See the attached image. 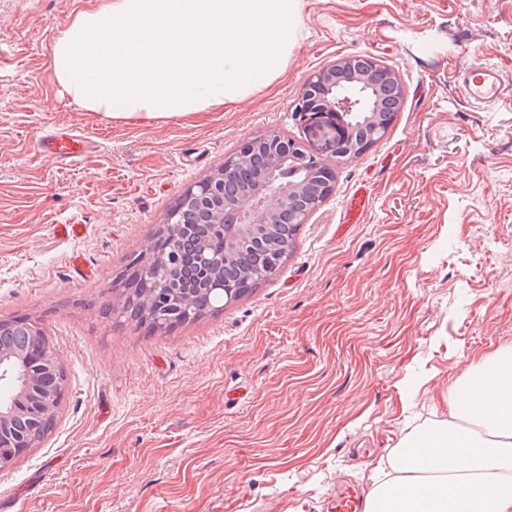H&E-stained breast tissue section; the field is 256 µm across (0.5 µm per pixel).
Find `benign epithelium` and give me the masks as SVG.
<instances>
[{
	"label": "benign epithelium",
	"instance_id": "7a95c632",
	"mask_svg": "<svg viewBox=\"0 0 512 512\" xmlns=\"http://www.w3.org/2000/svg\"><path fill=\"white\" fill-rule=\"evenodd\" d=\"M360 61L373 67L383 66L380 60L369 55L342 56L320 68L304 82L294 107V117L301 124H311L320 118L328 119L335 131L331 156L314 155L300 143L271 130L243 143L224 163L186 189L193 199L196 212L215 216V227L225 233L232 248L253 251L260 243L259 235L266 225L276 222L283 215L288 216L290 224H304L316 211L314 207L306 209L297 205L303 182L279 184L283 171L291 169L296 174H303L307 181L312 178L322 181L326 193L330 195L334 190L336 163L366 152L385 137L387 128L379 125L375 116L383 111L384 101L392 97L398 103H404L405 90L401 82H396L392 88L376 91L373 101L360 104L348 98L345 91L339 94L334 92L339 72L351 74L354 82L365 77L361 68L355 67V63ZM252 157L263 162L268 172L265 192L235 197L232 209L236 223L226 224L224 200L229 197L237 166ZM164 226L171 230L174 238L186 242L188 246L193 245L195 236L192 225L183 223L178 214H169ZM200 259L201 276L210 291L224 296L227 304L238 299L236 286L224 281L223 274L214 272L206 256L202 255ZM56 363L55 354L50 358L20 364L0 355V379L10 377L15 385V392L10 398L0 402V470L37 446L44 415L51 405L43 393L42 381L55 370ZM19 419L26 421V428L22 432L16 431V421Z\"/></svg>",
	"mask_w": 512,
	"mask_h": 512
}]
</instances>
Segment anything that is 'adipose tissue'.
<instances>
[{
	"label": "adipose tissue",
	"mask_w": 512,
	"mask_h": 512,
	"mask_svg": "<svg viewBox=\"0 0 512 512\" xmlns=\"http://www.w3.org/2000/svg\"><path fill=\"white\" fill-rule=\"evenodd\" d=\"M303 0H95L52 73L78 111L152 125L239 104L288 69ZM448 414L406 432L365 512H512V345L472 359Z\"/></svg>",
	"instance_id": "adipose-tissue-1"
}]
</instances>
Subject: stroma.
<instances>
[{
    "mask_svg": "<svg viewBox=\"0 0 512 512\" xmlns=\"http://www.w3.org/2000/svg\"><path fill=\"white\" fill-rule=\"evenodd\" d=\"M90 4L0 0V320H38L67 377L52 434L0 471V512H326L337 481L370 487L399 438L445 411L472 357L512 344V91L482 106L457 80L487 62L512 84V0H304L283 76L151 126L73 111L53 79L58 33ZM352 54L394 69L404 103L337 164L277 275L169 331L105 314L178 196L244 141L279 129L328 154L292 111ZM53 125L97 150L42 157Z\"/></svg>",
    "mask_w": 512,
    "mask_h": 512,
    "instance_id": "1",
    "label": "stroma"
}]
</instances>
